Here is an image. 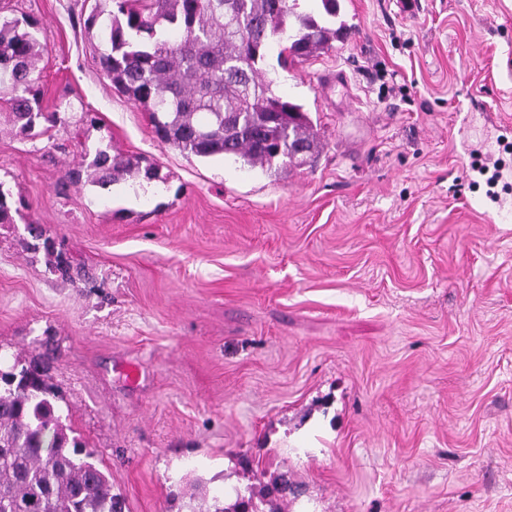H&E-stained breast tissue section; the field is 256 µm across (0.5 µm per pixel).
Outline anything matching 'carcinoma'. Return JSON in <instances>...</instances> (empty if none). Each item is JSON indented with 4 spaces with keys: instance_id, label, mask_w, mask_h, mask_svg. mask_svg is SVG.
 Here are the masks:
<instances>
[{
    "instance_id": "1",
    "label": "carcinoma",
    "mask_w": 512,
    "mask_h": 512,
    "mask_svg": "<svg viewBox=\"0 0 512 512\" xmlns=\"http://www.w3.org/2000/svg\"><path fill=\"white\" fill-rule=\"evenodd\" d=\"M324 14L298 10V0H96L83 21L99 28L95 49L112 88L148 112L157 140L198 158L224 156L276 174L310 162L322 143L303 105L277 95L263 63L269 42L284 38L289 57L332 48L343 28L332 27L339 0H321ZM0 21V84L11 86L10 116L19 132L67 124L62 111L45 112L36 76L38 24L19 30ZM144 176L137 156L106 150L81 157L66 176L102 190ZM28 249L42 250L50 267L69 279L83 266L54 257L51 239L31 225ZM0 377V512H123L104 471L81 457L62 421L57 394L35 368L9 366Z\"/></svg>"
}]
</instances>
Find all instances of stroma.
Returning a JSON list of instances; mask_svg holds the SVG:
<instances>
[{"instance_id":"1","label":"stroma","mask_w":512,"mask_h":512,"mask_svg":"<svg viewBox=\"0 0 512 512\" xmlns=\"http://www.w3.org/2000/svg\"><path fill=\"white\" fill-rule=\"evenodd\" d=\"M402 2L340 0L344 38L286 68L270 43L324 143L275 176L160 144L96 67L94 0H0L69 117L24 136L0 86V361L43 371L125 512H189L197 478L261 512H512V211L470 184L472 152L512 168V0ZM99 148L153 189L69 183ZM31 226V238L32 242L28 243V249L37 252L39 250H43L48 258V264L50 267L56 269V271L60 272L62 276L67 277L69 279H80L82 276H85V269L80 264H76L75 268L72 263L64 264L63 261L60 260L57 255L54 261L51 259L54 257V247L49 237H45V232L42 227L38 224H30Z\"/></svg>"}]
</instances>
